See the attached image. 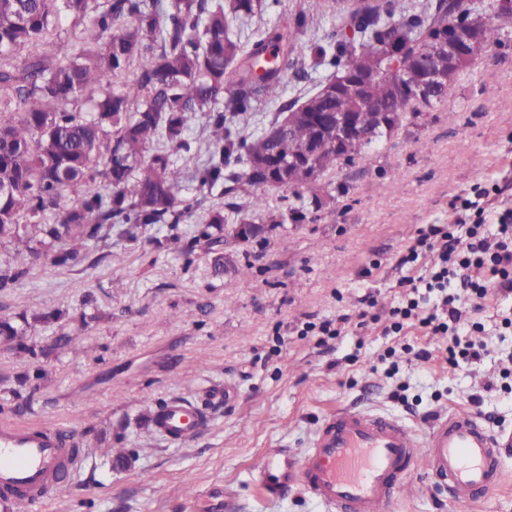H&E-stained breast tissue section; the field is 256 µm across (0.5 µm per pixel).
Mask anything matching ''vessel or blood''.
Here are the masks:
<instances>
[{
  "label": "vessel or blood",
  "mask_w": 512,
  "mask_h": 512,
  "mask_svg": "<svg viewBox=\"0 0 512 512\" xmlns=\"http://www.w3.org/2000/svg\"><path fill=\"white\" fill-rule=\"evenodd\" d=\"M206 419L200 407L173 400L152 424L179 442ZM511 447V431L490 434L467 411L439 415L421 439L395 419L343 408L324 420L304 455L267 451L257 482L270 497L303 489L330 512H389L395 491L420 466L447 485L452 500L468 505L512 483L502 463ZM65 465L79 467L80 457L63 428L0 421V502L37 512L56 495Z\"/></svg>",
  "instance_id": "1"
}]
</instances>
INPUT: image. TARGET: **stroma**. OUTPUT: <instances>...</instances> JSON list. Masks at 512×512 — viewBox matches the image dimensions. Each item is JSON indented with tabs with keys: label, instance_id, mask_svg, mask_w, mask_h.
I'll use <instances>...</instances> for the list:
<instances>
[{
	"label": "stroma",
	"instance_id": "1",
	"mask_svg": "<svg viewBox=\"0 0 512 512\" xmlns=\"http://www.w3.org/2000/svg\"><path fill=\"white\" fill-rule=\"evenodd\" d=\"M246 35L287 32L305 0H267ZM182 194L198 195L194 173L207 157L208 127L191 119ZM365 158L321 180L331 195L315 218L275 228L247 246L209 247L197 238L203 208L177 229L156 225L137 240L112 237L99 260L74 269L48 258L0 294V318L31 319L38 355L0 337V420L55 425L91 447L79 478L41 512H327L303 490L264 496L253 475L268 448L306 453L323 419L341 408L388 416L426 436L434 417L471 411L488 431L512 430V293L460 305V336L484 346L480 360L451 364L448 338L409 325L386 334L403 282L429 259L400 265L431 224H454V196L484 180L512 184V38L486 48L461 73L453 101L402 126ZM250 267L249 281L238 268ZM91 305H84V298ZM376 322H362L368 300ZM57 320L38 321L41 313ZM346 317L320 341L305 323ZM72 348L54 343L63 332ZM430 351L428 360L416 357ZM229 402L210 401L215 388ZM31 397L16 411L13 390ZM183 398L207 408L209 424L183 443L160 437L152 415ZM390 512H512V484L460 507L424 470Z\"/></svg>",
	"mask_w": 512,
	"mask_h": 512
}]
</instances>
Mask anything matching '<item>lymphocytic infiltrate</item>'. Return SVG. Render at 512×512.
Segmentation results:
<instances>
[{
  "mask_svg": "<svg viewBox=\"0 0 512 512\" xmlns=\"http://www.w3.org/2000/svg\"><path fill=\"white\" fill-rule=\"evenodd\" d=\"M504 192V187L496 183L488 187L475 186L470 195L459 200V207L469 221L467 229H459L455 224L429 226L400 259L405 265L417 261L422 254L438 251L439 260L431 269L425 286L442 292L441 310L421 318L420 324L433 333L447 335L448 360L452 363L461 358H479L480 352L474 344L461 343L458 337L463 312L456 307L454 296L448 294V286L461 283L480 299L486 298L493 289L512 291V209L500 211L493 205ZM489 224L497 225L496 238L486 236L484 229ZM473 267L489 269L491 280L471 279L468 271Z\"/></svg>",
  "mask_w": 512,
  "mask_h": 512,
  "instance_id": "obj_1",
  "label": "lymphocytic infiltrate"
}]
</instances>
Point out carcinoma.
Wrapping results in <instances>:
<instances>
[{"label":"carcinoma","mask_w":512,"mask_h":512,"mask_svg":"<svg viewBox=\"0 0 512 512\" xmlns=\"http://www.w3.org/2000/svg\"><path fill=\"white\" fill-rule=\"evenodd\" d=\"M0 0V244L23 249L0 263V291L15 288L41 256L58 267L94 263L112 234L135 240L149 225L175 228L215 190L225 210L206 216L202 237L224 243L226 213L237 224H301L323 206L316 183L351 164L371 144L392 137L381 113L400 123L455 95L457 77L415 99L412 85L425 64L448 70L433 55L448 20H471L488 48L512 35V14L494 0H436L412 10L406 0H307L283 35L244 41L238 28L266 10V0ZM71 20L56 31L60 15ZM336 26L316 47L358 87L336 86V73L286 99L288 71L300 75L299 34L306 15ZM54 41L52 57L41 48ZM406 49L394 72L388 48ZM278 105L260 134L241 123L253 103ZM355 116L362 145L336 150L301 113ZM206 118L207 161L196 169L202 196H181L183 170L175 155L190 146L188 122ZM288 187L302 206L270 212L256 189ZM29 322L0 320V336L22 352Z\"/></svg>","instance_id":"obj_1"}]
</instances>
